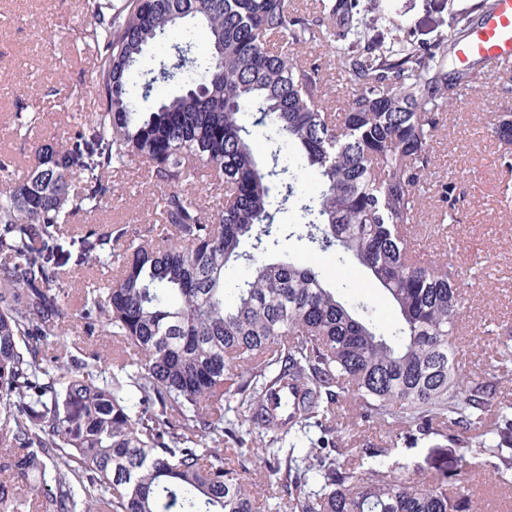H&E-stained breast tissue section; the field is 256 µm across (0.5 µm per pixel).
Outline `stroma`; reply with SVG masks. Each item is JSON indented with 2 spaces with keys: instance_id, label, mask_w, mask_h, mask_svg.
<instances>
[{
  "instance_id": "stroma-1",
  "label": "stroma",
  "mask_w": 512,
  "mask_h": 512,
  "mask_svg": "<svg viewBox=\"0 0 512 512\" xmlns=\"http://www.w3.org/2000/svg\"><path fill=\"white\" fill-rule=\"evenodd\" d=\"M475 0H360L366 41L389 45L395 23L406 27L407 39L429 46L447 39L450 31L479 21ZM84 0H0V155L25 165L27 153L16 137L12 115L26 105L40 112V124L30 141L66 134L81 116L93 112L92 95L76 97L77 88L89 86L95 70L93 53L78 39L87 24ZM474 90L463 92L443 115L434 142L438 179L452 181L459 193L458 220L439 221L440 203L428 190L416 221L429 246L446 242L454 258L474 267L467 294L471 306L466 320L472 330L458 339L464 374L493 372L494 335L484 323L512 321V173L498 162L497 144L487 125L495 114L512 112V63H480ZM149 175L131 170L114 180L111 204L92 215L94 224H127L144 235L157 215L142 194ZM290 257L315 265L323 278L353 304H365L376 325L390 329L396 313L378 289L352 265L339 262L335 252H323L307 241L289 240ZM391 462L397 473L422 480L440 479L449 487L471 492L477 512H512V487L490 477V466L475 468L457 445L443 439L415 444L397 442Z\"/></svg>"
}]
</instances>
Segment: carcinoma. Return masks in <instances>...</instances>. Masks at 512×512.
<instances>
[{
    "label": "carcinoma",
    "mask_w": 512,
    "mask_h": 512,
    "mask_svg": "<svg viewBox=\"0 0 512 512\" xmlns=\"http://www.w3.org/2000/svg\"><path fill=\"white\" fill-rule=\"evenodd\" d=\"M315 8L310 20L289 0H86L95 111L33 146L23 171L0 158V512H263L248 480L259 450L282 512H470L441 480L395 475L390 444L338 447L361 421L456 443L512 484V404L492 408L496 383L460 374L471 269L415 247L439 114L474 78L447 68L462 31L427 50L402 36L374 47L357 0ZM325 42L348 75L341 112L300 57ZM158 83L179 91L139 110ZM40 120L15 113L16 137ZM492 135L512 171L511 112ZM289 147L319 184L297 228L389 296L390 333L315 266L269 258L294 236L275 223L300 201ZM143 167L158 187L149 235L72 231L112 201L110 174ZM202 170L223 206L203 203ZM453 191L441 185L442 224ZM74 251L80 266L115 265L104 285L82 281L76 311ZM240 260L250 273L228 296ZM77 318L112 337V357L69 340ZM496 328L512 364V325Z\"/></svg>",
    "instance_id": "carcinoma-1"
}]
</instances>
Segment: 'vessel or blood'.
<instances>
[{
  "mask_svg": "<svg viewBox=\"0 0 512 512\" xmlns=\"http://www.w3.org/2000/svg\"><path fill=\"white\" fill-rule=\"evenodd\" d=\"M482 59L512 60V0H495L493 9L471 28L454 57L460 69Z\"/></svg>",
  "mask_w": 512,
  "mask_h": 512,
  "instance_id": "obj_1",
  "label": "vessel or blood"
}]
</instances>
